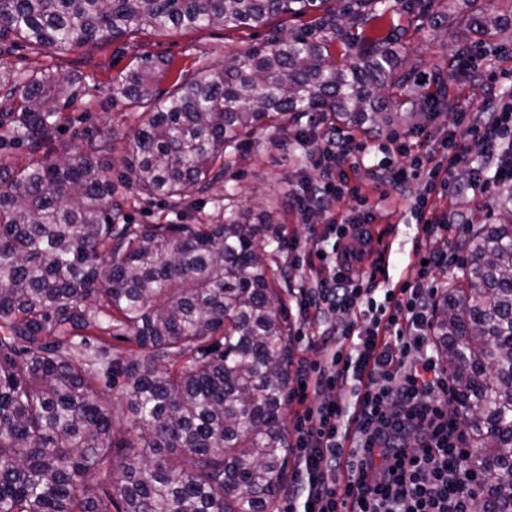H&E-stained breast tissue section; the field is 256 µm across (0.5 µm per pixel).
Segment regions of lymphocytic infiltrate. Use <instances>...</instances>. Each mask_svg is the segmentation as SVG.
I'll use <instances>...</instances> for the list:
<instances>
[{"instance_id": "f902f5d3", "label": "lymphocytic infiltrate", "mask_w": 512, "mask_h": 512, "mask_svg": "<svg viewBox=\"0 0 512 512\" xmlns=\"http://www.w3.org/2000/svg\"><path fill=\"white\" fill-rule=\"evenodd\" d=\"M455 67L482 83L486 103L476 113L467 105L449 113L447 162L401 145L397 151L410 156L409 164L386 161L374 168L365 163L364 144L331 128L317 149V178L288 193L307 222L313 258L294 294L304 325L300 338L322 354L298 365L296 466L281 512H474L471 450L451 406L454 381L432 345L438 289L428 278L447 267L445 234L465 216L453 209L439 213L429 199L453 197L461 163L469 167L473 191L487 195L512 185V98L500 91L502 81L512 82V45L501 46L495 62L476 53ZM477 154L483 158L478 165ZM364 176L398 194L418 179L428 187L416 206L426 263L380 301L364 253L352 245L379 218L361 193ZM343 198L351 203L348 212L333 213V203ZM320 218L327 224L323 234ZM333 234L340 241L332 245Z\"/></svg>"}]
</instances>
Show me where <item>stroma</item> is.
Here are the masks:
<instances>
[{
    "instance_id": "1",
    "label": "stroma",
    "mask_w": 512,
    "mask_h": 512,
    "mask_svg": "<svg viewBox=\"0 0 512 512\" xmlns=\"http://www.w3.org/2000/svg\"><path fill=\"white\" fill-rule=\"evenodd\" d=\"M442 10L439 0H433L430 14L407 12L400 8L391 13L383 24L384 33L393 35L405 44L410 61L417 65L424 78L436 74L445 76L449 85L458 90L457 95L449 96L435 113L423 119V126L434 131L444 129L448 112L454 108L458 97H466L475 110L480 109L485 100L481 85L469 87L460 84L458 77L448 69V61L458 53L459 46L454 30L435 20L436 14ZM309 22L306 16L284 18L282 26L274 34L266 28L239 31L221 27L187 33L141 32L132 37L58 54L22 44L0 51V57L8 59L21 72L28 73L50 65L62 71L86 75V87L72 116L82 119L84 126L101 130L102 135L91 144L75 139L72 130L66 129L58 137L57 149L72 154L90 149L105 163L109 160V153L104 132L122 134L136 127L132 109L123 97L114 94L109 79L133 64L137 56L148 54L156 59L172 61L176 71L191 76L204 66L220 68L227 57L268 43L273 36H288L306 27ZM294 152L291 131H260L253 138L245 140L240 161L225 174L223 183L214 187V195L220 196L230 190L240 202L255 198L271 199L284 196L290 187L302 181L316 178L318 171L313 164L297 168ZM362 193L370 204L381 208V221L372 227L373 233L382 237L373 256L378 270L375 284L380 289L391 288L399 281L414 277L419 269L415 249V205L419 197L426 195L427 189L424 182L419 180L414 182L406 195H387L381 186L367 178L363 181ZM439 207L443 210L453 207L465 212L469 217L468 224H489L493 221L481 197L469 189L462 190L453 202H440ZM468 224L457 225L448 234V242L460 258L465 255Z\"/></svg>"
}]
</instances>
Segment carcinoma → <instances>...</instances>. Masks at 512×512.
<instances>
[{"label":"carcinoma","mask_w":512,"mask_h":512,"mask_svg":"<svg viewBox=\"0 0 512 512\" xmlns=\"http://www.w3.org/2000/svg\"><path fill=\"white\" fill-rule=\"evenodd\" d=\"M0 0V43L67 51L143 31L258 29L322 12L303 29L160 89L168 61L142 56L112 79L136 111L112 136L118 181L91 153L54 158L83 74L19 72L0 59V512H272L288 474L282 410L288 313L270 258L277 209L212 199L191 224H127L128 197L176 213L235 165L242 137L316 112L330 128L394 136L426 115L404 47L381 34L389 0ZM496 0L443 18L458 38L504 35ZM373 23L365 52L336 65V38ZM470 230L461 275L436 300L432 340L455 381L454 411L483 478L478 512H512V192ZM123 336L132 357L112 356ZM126 378L124 422L99 382ZM127 449L118 475L112 454Z\"/></svg>","instance_id":"carcinoma-1"}]
</instances>
